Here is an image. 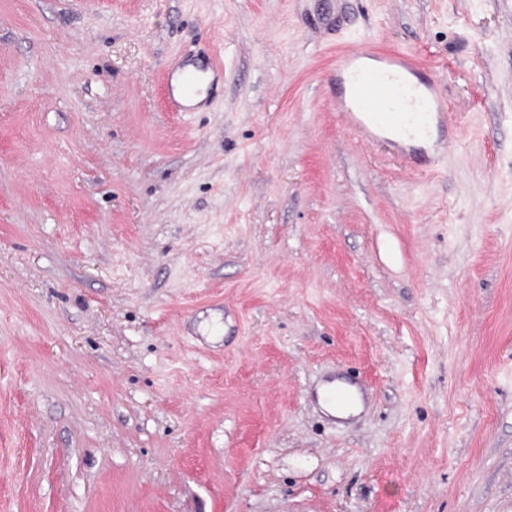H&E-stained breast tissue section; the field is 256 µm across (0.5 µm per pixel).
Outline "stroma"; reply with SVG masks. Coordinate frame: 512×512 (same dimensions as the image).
<instances>
[{"instance_id":"35a3bbf8","label":"stroma","mask_w":512,"mask_h":512,"mask_svg":"<svg viewBox=\"0 0 512 512\" xmlns=\"http://www.w3.org/2000/svg\"><path fill=\"white\" fill-rule=\"evenodd\" d=\"M366 36L447 153L349 126ZM0 512H512V0H0ZM187 66L188 65L184 63H179L168 74L167 83L171 90L170 98L177 112H191L192 108L182 104L181 101L174 96L173 81H178V85L180 86L182 92V96H180L184 99L188 98L196 91L198 85L203 79L202 74L211 72L214 76H216L218 73L223 72V67L219 66L215 62L214 58L209 59V61L202 66L193 65L196 68L193 70H189Z\"/></svg>"}]
</instances>
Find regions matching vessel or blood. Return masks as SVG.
<instances>
[{
  "instance_id": "b4317fda",
  "label": "vessel or blood",
  "mask_w": 512,
  "mask_h": 512,
  "mask_svg": "<svg viewBox=\"0 0 512 512\" xmlns=\"http://www.w3.org/2000/svg\"><path fill=\"white\" fill-rule=\"evenodd\" d=\"M215 61L196 69L178 64L168 74L183 96L193 94L205 73H221ZM330 75L342 91L341 106L353 128L370 141L424 144L436 130L455 135L439 73H422L406 51H382L365 43L340 54Z\"/></svg>"
}]
</instances>
